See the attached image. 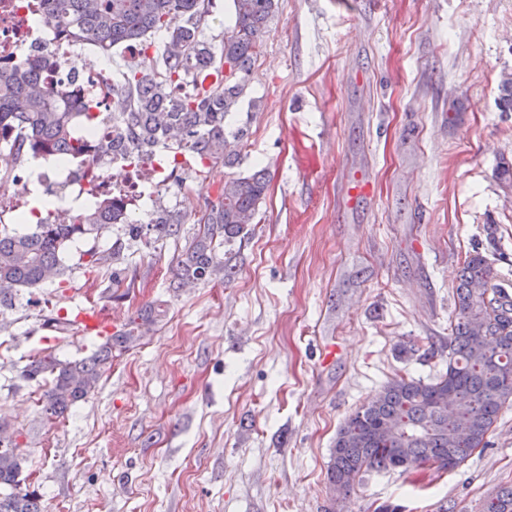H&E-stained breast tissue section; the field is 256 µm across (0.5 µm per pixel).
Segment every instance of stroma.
Here are the masks:
<instances>
[{"label":"stroma","instance_id":"35a3bbf8","mask_svg":"<svg viewBox=\"0 0 512 512\" xmlns=\"http://www.w3.org/2000/svg\"><path fill=\"white\" fill-rule=\"evenodd\" d=\"M508 74L512 0H278L224 120L244 134L238 164L183 172L144 204L181 212L178 234L116 224L76 241L61 280L0 313V423L44 512H486L512 485V405L457 468L373 472L343 500L327 468L338 427L390 378L445 370L469 254L512 300ZM260 169L230 275L172 288L216 187ZM142 309L136 343L48 422L47 380L19 377L29 357L85 358Z\"/></svg>","mask_w":512,"mask_h":512}]
</instances>
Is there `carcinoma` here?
<instances>
[{
  "instance_id": "obj_1",
  "label": "carcinoma",
  "mask_w": 512,
  "mask_h": 512,
  "mask_svg": "<svg viewBox=\"0 0 512 512\" xmlns=\"http://www.w3.org/2000/svg\"><path fill=\"white\" fill-rule=\"evenodd\" d=\"M234 23L224 28L221 53L205 39L203 22L213 0H39L47 21L58 24L72 44L108 52L135 45L140 55L152 47L147 36L166 34L161 67L131 63L116 71L112 87L121 109L112 113V136L97 143L100 158L173 154V168L190 155L210 163H234L235 133L228 139L224 120L243 96L261 38L276 12L275 0H232ZM231 64L226 75L224 63ZM53 60L36 52L0 66V183L15 167L39 157L80 159L97 121V103L77 110L69 94L47 81ZM267 188L265 171L224 182L218 202L200 219V228L178 261V287L224 271L225 244L254 223ZM94 203L61 224L48 211L33 231L0 226V305L8 307L24 288H38L62 277L67 245L124 223L112 197L93 194ZM183 216L157 207L147 226L127 225L130 239L143 229L156 238L176 234ZM487 258L476 252L462 267L455 289L456 312L448 325V364L429 382L408 375L388 381L360 406L336 433L327 477L346 496L368 473L426 465L440 470L467 461L487 437L507 404H512V302L493 283ZM133 336L106 337L90 357L62 361L53 353L32 358L21 371L25 380L52 377L42 400L49 418L64 415L85 399L112 350L127 348ZM12 439L0 441V512H42L39 498L22 487L21 454ZM487 512H512V486L501 488Z\"/></svg>"
}]
</instances>
